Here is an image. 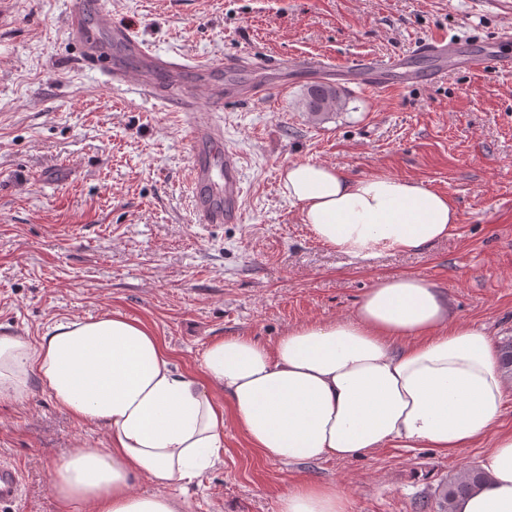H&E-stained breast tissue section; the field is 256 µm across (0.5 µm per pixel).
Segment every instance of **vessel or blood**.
Segmentation results:
<instances>
[{"label": "vessel or blood", "mask_w": 512, "mask_h": 512, "mask_svg": "<svg viewBox=\"0 0 512 512\" xmlns=\"http://www.w3.org/2000/svg\"><path fill=\"white\" fill-rule=\"evenodd\" d=\"M67 32L77 42L82 64L101 72L115 86L134 84L144 95L174 105L190 115L194 153L190 173L192 207L201 224H238L242 215V166L239 156L224 146V133L209 110L198 108L187 91L189 82L223 89L228 98H260L268 82L225 80L223 70L210 65L165 59L142 43L134 26L104 18L99 0H71L65 18ZM512 40L506 28L495 40L468 41L459 37L424 40L405 53L387 58L357 59L350 68L359 84L372 89L427 84L447 78L450 69L475 73L512 72V54L503 44ZM435 60L432 70L420 71L417 59ZM23 477L0 459V512L21 501Z\"/></svg>", "instance_id": "vessel-or-blood-1"}]
</instances>
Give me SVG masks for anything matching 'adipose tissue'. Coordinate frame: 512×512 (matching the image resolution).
I'll use <instances>...</instances> for the list:
<instances>
[{"mask_svg":"<svg viewBox=\"0 0 512 512\" xmlns=\"http://www.w3.org/2000/svg\"><path fill=\"white\" fill-rule=\"evenodd\" d=\"M286 195L313 235L348 257L424 250L458 222L448 195L387 173L289 164ZM39 387L102 448L80 447L54 468L58 512H182L171 487L214 468L234 421L267 460H348L392 444L450 454L486 441L483 480L457 512H512V432L498 431L512 375L485 326L459 320L420 277L379 278L352 317L310 321L273 343L211 342L193 372L158 336L115 311L54 323L38 339L0 334V404ZM154 492L137 494L134 478ZM279 512H350L336 481L290 485Z\"/></svg>","mask_w":512,"mask_h":512,"instance_id":"ef3b65f1","label":"adipose tissue"}]
</instances>
